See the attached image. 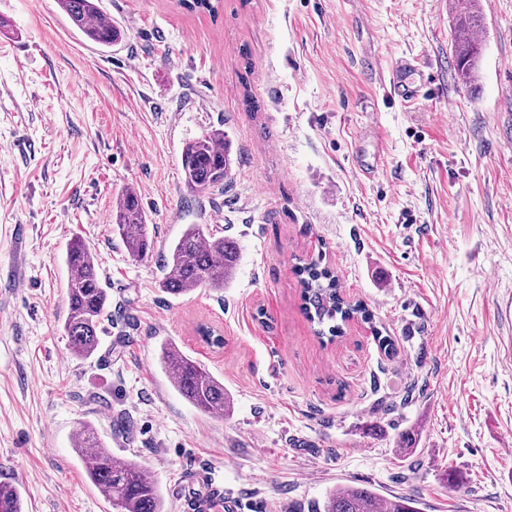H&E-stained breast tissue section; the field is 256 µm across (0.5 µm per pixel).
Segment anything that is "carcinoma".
<instances>
[{"label": "carcinoma", "instance_id": "cac0c4a2", "mask_svg": "<svg viewBox=\"0 0 512 512\" xmlns=\"http://www.w3.org/2000/svg\"><path fill=\"white\" fill-rule=\"evenodd\" d=\"M71 25L93 43L110 47L123 37V31L103 17L99 0H58ZM453 57L458 80L472 84L478 75L482 42L477 32L484 27L479 0H452ZM236 158L224 129L211 127L185 142L181 167L186 184L195 191L224 185ZM114 230L131 257H148L151 239L147 215L139 193L124 189L112 210ZM240 260V247L232 238L219 236L207 224H190L172 244L165 256L166 274L161 290L178 297L198 288H226L233 279ZM69 277L66 287L67 315L63 330L70 349L89 357L99 345L102 319L108 314L110 297L104 288L97 256L86 244L75 239L67 247ZM302 291V310L316 325L319 336L336 337L342 323L359 317L372 322L371 313L360 304L342 298L335 273L309 260L297 267ZM161 360L177 392L204 413L230 412L231 399L224 383L201 362L185 354L174 344L161 347ZM76 451L85 472L100 495L118 512H165L164 496L155 473L142 463L117 458L98 433L84 424L77 438ZM0 512H22V498L17 486L0 482ZM315 512H418L416 501L399 496L384 499L369 487L346 486L330 490Z\"/></svg>", "mask_w": 512, "mask_h": 512}]
</instances>
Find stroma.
I'll return each mask as SVG.
<instances>
[{"label": "stroma", "mask_w": 512, "mask_h": 512, "mask_svg": "<svg viewBox=\"0 0 512 512\" xmlns=\"http://www.w3.org/2000/svg\"><path fill=\"white\" fill-rule=\"evenodd\" d=\"M99 6L125 33L109 47L58 0H0V274L22 276L0 288V481L24 512H114L75 450L82 422L157 475L166 512L193 467L242 512H313L348 484L419 512H512V0L485 7L469 86L448 0ZM403 58L438 76L408 105L389 94ZM218 125L231 178L190 190L182 147ZM128 187L141 262L112 224ZM190 224L241 258L224 290L173 297L161 257ZM77 237L110 294L87 358L62 330ZM317 257L373 316L331 344L300 309L295 268ZM165 341L223 382L230 413L174 390ZM112 210L114 230L119 234L131 257L144 260L151 251L147 215L139 193L133 188L124 189Z\"/></svg>", "instance_id": "35a3bbf8"}]
</instances>
